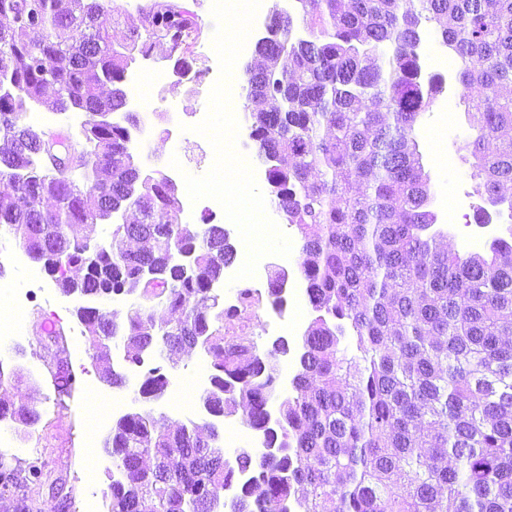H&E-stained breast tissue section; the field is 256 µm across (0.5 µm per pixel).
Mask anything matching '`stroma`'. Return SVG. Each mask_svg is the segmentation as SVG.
Returning <instances> with one entry per match:
<instances>
[{
    "instance_id": "stroma-1",
    "label": "stroma",
    "mask_w": 512,
    "mask_h": 512,
    "mask_svg": "<svg viewBox=\"0 0 512 512\" xmlns=\"http://www.w3.org/2000/svg\"><path fill=\"white\" fill-rule=\"evenodd\" d=\"M153 2L115 0L114 12L104 21L113 46L124 45L131 32L143 31L144 12ZM188 9L198 25L195 38L177 48L169 39L156 38L149 57L137 58L128 70L129 98L147 92L154 97L156 113L151 117L149 146L133 154V161L142 172L154 177L164 172L166 164L179 151L167 135L169 116L164 113V106L175 107L184 118L203 108L202 97L194 87L204 78V55L212 44L216 23L210 13V0H190ZM180 58L189 65V73L184 77L175 72V63ZM151 67L168 74L167 80L152 90L145 84L146 72ZM467 134L464 107L455 94L440 95L412 131L429 173L439 222L448 230L439 241L440 247L447 251L463 250L466 236H476L483 244L503 230L494 221L485 226L476 222L475 212L483 201L474 192L471 165L462 160L458 150ZM459 192L464 195L463 202L457 212H450L447 201ZM41 280V287L32 293L22 338L11 349L0 348V368L7 372L17 369L22 374L21 380L0 385V398L16 406L33 407L41 418L38 424L24 431L12 422L0 421V436L13 443L9 464L23 467L38 456L45 461L51 474L50 483L30 489L42 512H82L89 501L94 502L97 512H107L112 459L103 449L105 432H93L88 415L94 410L117 420L118 414L112 410V400L116 397L122 398L124 412L137 411L139 405L129 398L127 389L103 382L91 357L77 352L67 355L66 360L70 367L82 370L84 384L95 388L100 401L90 403L83 391L69 399L59 398L50 377L56 369V360L47 346L48 338L41 323L46 318L55 320L57 329L70 344H86L87 338L75 315L78 299L61 296L49 275H42Z\"/></svg>"
}]
</instances>
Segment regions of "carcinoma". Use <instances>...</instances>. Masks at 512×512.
Returning <instances> with one entry per match:
<instances>
[{"mask_svg": "<svg viewBox=\"0 0 512 512\" xmlns=\"http://www.w3.org/2000/svg\"><path fill=\"white\" fill-rule=\"evenodd\" d=\"M293 17L270 12L259 61L244 66L245 131L266 167L271 200L300 242L298 274L313 312L296 350L291 395L268 410L280 389L278 339L260 353L224 320L256 308L261 293L243 285L233 305L213 285L236 257L219 224L180 221L178 185L130 171L139 117L85 122V156L103 173L78 183L43 153L45 132L24 120L30 103L56 88V110L117 113L127 55L112 47L99 18L112 0H30L0 28V198L24 253L64 287L85 293L81 307L93 354L117 342L129 364L145 367L137 399L167 390L165 351L199 347L208 358L204 408L221 418L247 403L246 424L263 449L229 461L213 423L172 427L153 410L121 416L104 440L115 475L108 512H512V225L488 252H442L438 215L414 125L445 89L425 75L421 30L429 24L454 61L469 133L459 150L473 159L474 193L492 206L512 199V0H295ZM152 36L188 40L191 13L157 3L145 13ZM112 83L103 96L100 85ZM46 198L54 207L43 205ZM135 210L133 224L123 219ZM140 243L116 253L97 231ZM76 225L86 233L73 234ZM93 238L97 247L87 250ZM132 300L117 322L105 304ZM282 276L268 281L282 302ZM180 312L156 324L154 311ZM84 370L52 374L72 397ZM26 429L37 410L0 406V421ZM35 460L19 476L0 459V492L39 485ZM251 474L248 483L240 481Z\"/></svg>", "mask_w": 512, "mask_h": 512, "instance_id": "carcinoma-1", "label": "carcinoma"}]
</instances>
